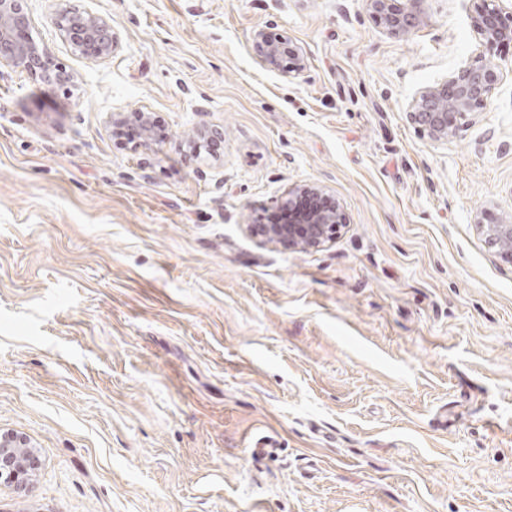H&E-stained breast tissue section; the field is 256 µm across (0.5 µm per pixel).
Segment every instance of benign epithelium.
Wrapping results in <instances>:
<instances>
[{"mask_svg":"<svg viewBox=\"0 0 512 512\" xmlns=\"http://www.w3.org/2000/svg\"><path fill=\"white\" fill-rule=\"evenodd\" d=\"M479 2L480 6L471 17V26L479 39L487 43L512 39V0ZM366 3L393 34L416 29L423 19L424 0H406L401 10L393 9L390 0H366ZM27 4L28 0H0V64L22 67L47 85L64 82L66 74L50 69L29 37ZM56 24L72 46L84 55L106 59L117 47L112 22L105 18L66 10L58 15ZM253 47L263 65H276L281 46L269 43L259 31L254 35ZM500 82L501 72L495 66L477 62L465 65L443 82L421 90L410 105L407 119L431 142H446L462 128L476 122V109L486 102ZM343 221L339 208L320 209L309 216L306 224L268 227L265 239L271 243L286 239L290 247H314L332 237ZM475 223L480 225L488 246L512 263V215L486 224L484 216L479 214L475 216ZM39 466V459L24 434L0 432V484L29 489Z\"/></svg>","mask_w":512,"mask_h":512,"instance_id":"7a95c632","label":"benign epithelium"}]
</instances>
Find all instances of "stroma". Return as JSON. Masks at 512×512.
Listing matches in <instances>:
<instances>
[{"instance_id": "stroma-1", "label": "stroma", "mask_w": 512, "mask_h": 512, "mask_svg": "<svg viewBox=\"0 0 512 512\" xmlns=\"http://www.w3.org/2000/svg\"><path fill=\"white\" fill-rule=\"evenodd\" d=\"M475 4L395 35L364 0H29L68 80L0 65V431L40 459L0 512H512V264L474 222L512 213V47ZM476 60L502 83L430 142L412 100ZM138 112L163 137L119 138ZM304 186L335 239L249 231ZM77 18L82 20L77 21ZM56 24L81 54L106 59L112 56L117 47L112 23L105 18L66 10L58 15ZM253 47L256 57L263 65H276L281 46L269 43L264 34L259 31L254 35Z\"/></svg>"}]
</instances>
